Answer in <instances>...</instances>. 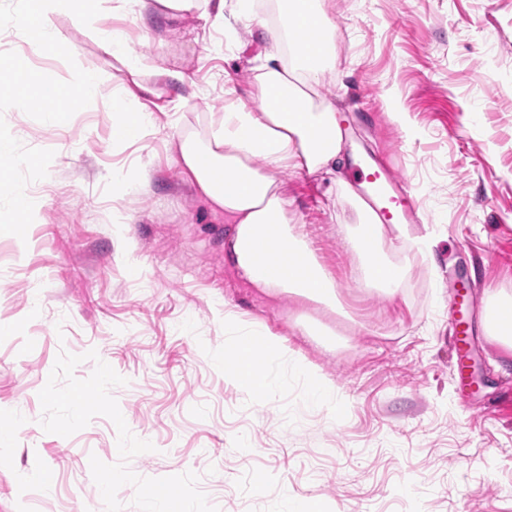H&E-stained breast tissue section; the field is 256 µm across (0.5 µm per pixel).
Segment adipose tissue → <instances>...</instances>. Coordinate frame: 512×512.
<instances>
[{"instance_id":"ef3b65f1","label":"adipose tissue","mask_w":512,"mask_h":512,"mask_svg":"<svg viewBox=\"0 0 512 512\" xmlns=\"http://www.w3.org/2000/svg\"><path fill=\"white\" fill-rule=\"evenodd\" d=\"M105 7L140 23L150 13L178 18L190 12L216 24L224 21V0H24L16 27L38 50L65 54L71 45L56 20L69 17L75 26L92 31L101 50L118 59L131 77H139L144 66L125 33L98 24ZM335 35L321 0H284L280 22L269 31L273 47L257 68V105L233 101L206 138L187 134L179 140L184 175L230 226L224 258L239 276L267 295L289 293L330 308L338 301L336 282L292 221L278 173L287 168L324 176L335 173L342 161L336 111L318 93ZM354 209L356 229L349 245L363 261L362 278L395 299L404 270L383 254L382 225L362 202H355ZM224 325L237 347L224 357L235 366L236 383L251 397L273 395L270 372L258 370L242 353L252 341L251 329L229 310Z\"/></svg>"}]
</instances>
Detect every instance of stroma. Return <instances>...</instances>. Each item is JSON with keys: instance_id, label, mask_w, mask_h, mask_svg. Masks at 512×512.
Here are the masks:
<instances>
[{"instance_id": "1", "label": "stroma", "mask_w": 512, "mask_h": 512, "mask_svg": "<svg viewBox=\"0 0 512 512\" xmlns=\"http://www.w3.org/2000/svg\"><path fill=\"white\" fill-rule=\"evenodd\" d=\"M12 9L0 0V71L22 58L65 89L86 69L102 79L58 123L13 111L0 84V139L13 145L0 170L40 204L31 223L0 229V512H145L171 492L206 512H284L290 499L320 512H512V352L482 329L491 293L512 292V0H326L338 48L320 92L352 128L341 184L281 179L336 279L335 310L241 280L224 259L223 214L177 161L180 135L222 118L225 80L254 101L270 42L235 20L233 0L235 37L209 43L195 14L144 26L108 16L136 53L193 80L143 73L152 120L126 142L113 135L124 68L65 17L72 53L32 52ZM366 151L392 163L437 226L423 256L385 226L383 252L406 269L393 300L357 287L346 242L350 163ZM33 154L35 170L23 164ZM120 169L141 176L134 191L113 186ZM116 212L131 223H113ZM458 275L471 284L463 357L448 329ZM228 308L284 345L272 398L248 397L217 364ZM104 364L97 409L76 390ZM309 371L333 382L338 411L307 404Z\"/></svg>"}]
</instances>
